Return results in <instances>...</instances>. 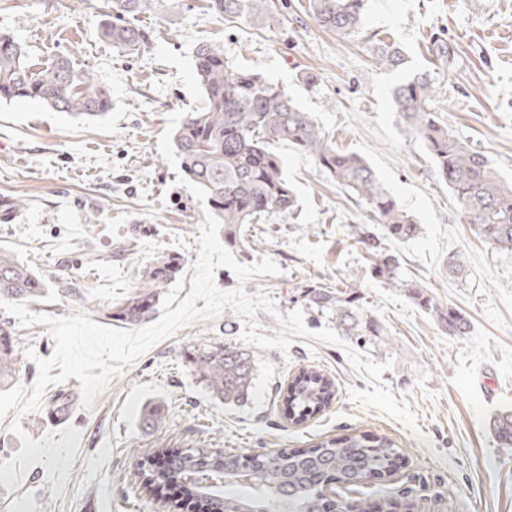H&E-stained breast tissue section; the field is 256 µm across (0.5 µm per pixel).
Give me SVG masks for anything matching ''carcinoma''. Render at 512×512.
Here are the masks:
<instances>
[{
    "label": "carcinoma",
    "mask_w": 512,
    "mask_h": 512,
    "mask_svg": "<svg viewBox=\"0 0 512 512\" xmlns=\"http://www.w3.org/2000/svg\"><path fill=\"white\" fill-rule=\"evenodd\" d=\"M166 0H112L109 20L101 35L120 51L133 52L148 43V33L131 21L137 13ZM224 14L260 16L271 0H211ZM315 20L324 28L347 34L363 20L364 0H309ZM379 64L398 69L405 65L399 49L378 45ZM195 73L203 104L187 113L174 133L176 155L183 173L208 191L211 209L224 224V240L236 242L244 224L265 216L290 213L296 196L281 158L270 149L285 142L310 155L341 186L364 202L381 224L383 236L365 225L351 230L352 240L370 258L371 274L379 282L407 291L412 302L431 312L439 328L450 336L468 333L461 313L439 306L423 285L406 277L399 255L385 241L403 242L420 232L419 225L383 188L375 171L362 157L336 148L308 112L302 111L281 86L249 69H234L224 54L200 43L195 51ZM432 80L418 74L393 90V104L412 133L428 151L439 176L461 205L476 233L491 247L512 251V183L507 182L480 152L454 137L428 108ZM29 98L59 112L98 116L112 105L111 89L97 73L77 69L63 56L39 64L13 36L0 33V99ZM182 270L172 255L145 267L136 291L117 310L107 305L105 315L132 325L157 308L162 289ZM47 282L0 250V300L25 301L43 296ZM309 302L331 316L336 327L361 344L383 335L379 321L363 308L355 293L321 285L309 291ZM18 340L0 324V387L15 378L19 364ZM198 383L209 397L241 406L253 394L257 371L254 355L240 347L203 345L188 354ZM334 397L332 381L318 371L304 370L287 389L292 419L302 422L328 406ZM497 442L512 447V408L504 407L490 420ZM169 458L165 473L138 468L134 480L152 490L191 474L216 483L218 497H207L215 512H315L325 505L323 480L336 472L339 483L354 486L374 469L387 466L396 454L394 444L381 437L345 436L321 442L301 452L280 449L260 455L247 473L248 483L223 482L224 470L237 468L240 456L207 448H163Z\"/></svg>",
    "instance_id": "carcinoma-1"
}]
</instances>
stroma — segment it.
Returning a JSON list of instances; mask_svg holds the SVG:
<instances>
[{
	"label": "stroma",
	"instance_id": "stroma-1",
	"mask_svg": "<svg viewBox=\"0 0 512 512\" xmlns=\"http://www.w3.org/2000/svg\"><path fill=\"white\" fill-rule=\"evenodd\" d=\"M275 3L267 15L236 17L213 11L210 0H174L136 16L151 40L125 53L101 35L106 0H0V32L13 34L33 61L67 57L112 90L111 110L92 118L32 99L0 100V200L26 201L0 214V248L49 285L29 310L82 312L110 328L104 306L133 293L145 264L176 255L183 276H193L203 208L176 182L181 167L172 136L202 102L194 60L197 43L207 41L233 67L282 86L338 149L372 166L420 226L417 237L394 245L405 273L464 315L468 333H443L403 290L374 279L348 235L353 225L376 226L371 211L310 156L274 144L297 207L243 226L231 251L243 264L264 256L278 264L280 276L254 277L245 290L269 295L278 314L302 311L309 337L295 338L284 353L254 348L253 399L241 407L210 399L186 358L203 344L241 345L245 323L228 309L124 366L91 406H83L77 379L49 385L38 410L0 416V512H158L160 498L128 474L159 449L255 455L363 434L391 440L399 466L337 487L338 499L393 501L411 512H512V447H499L489 427L497 409L512 407V252L484 243L464 222L392 101L407 75L430 74V109L512 180V0H367L361 26L346 35L321 27L308 0ZM381 40L405 53L404 69L378 63ZM439 43L447 57H437ZM451 257L462 276L449 277ZM61 281L73 282L83 301L61 297ZM342 283L358 290L383 325V336L364 351L378 362L393 359L382 382L410 407L414 426L352 400L350 390L368 389V379L341 348L314 339L336 322L310 308L308 292ZM1 321L34 352L21 358L16 381L31 393L35 360L50 357L55 342L48 326L22 325L2 309ZM304 369L329 376L336 396L295 424L285 395ZM151 406L165 415L154 430L141 424Z\"/></svg>",
	"mask_w": 512,
	"mask_h": 512
}]
</instances>
